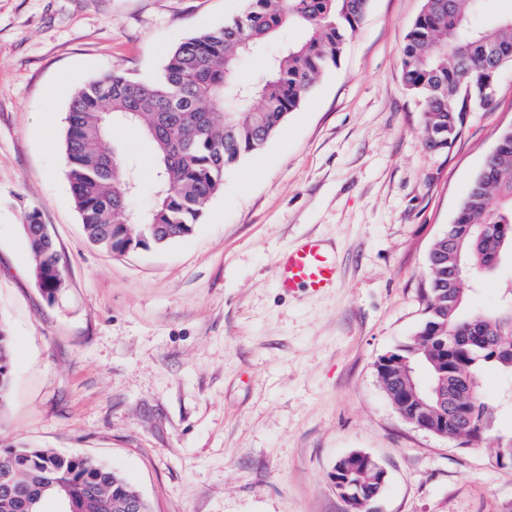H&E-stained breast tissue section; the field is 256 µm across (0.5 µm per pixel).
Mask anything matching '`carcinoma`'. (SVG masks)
I'll use <instances>...</instances> for the list:
<instances>
[{
  "mask_svg": "<svg viewBox=\"0 0 512 512\" xmlns=\"http://www.w3.org/2000/svg\"><path fill=\"white\" fill-rule=\"evenodd\" d=\"M243 9L223 25L200 29L174 47L151 80L121 71L91 80L74 93L68 108L63 149L66 177L88 240L113 253L145 236L143 246L162 245L190 234L210 200L224 185V171L261 150L299 109L318 80L340 59L349 35L362 23L370 0H244ZM492 0H423L410 25L400 67L406 89L419 98L427 145L452 146L467 112L492 101L479 97L490 70L512 66V14L494 17L489 36L476 21ZM278 46L268 54L269 45ZM265 56L257 79L241 76L250 57ZM135 100L138 112L127 113ZM116 124L138 128L155 146L151 182L153 206L134 214L129 193L140 191L139 172L116 159L110 144ZM34 265L48 278L52 300L62 287L64 268L54 244L28 240ZM512 249V128L503 130L495 151L472 179L445 232L427 256L424 318L406 343L393 349L394 365L376 363L383 390L400 415L419 426L431 421L427 408L403 405L400 384L389 380L414 353L428 350L427 382L439 380L448 361L449 439L478 440L493 413L477 392V377L489 366L512 373V289L491 311L467 309L471 280L490 270L496 250ZM12 340L0 324V407L9 393ZM20 483L0 495V512H43V503L71 496L75 512H137L139 495L119 471L87 456L34 446L0 448V481ZM56 479L60 487L45 489ZM350 482L361 495L382 491L374 473L350 467Z\"/></svg>",
  "mask_w": 512,
  "mask_h": 512,
  "instance_id": "carcinoma-1",
  "label": "carcinoma"
}]
</instances>
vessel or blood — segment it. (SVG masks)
Here are the masks:
<instances>
[{"mask_svg":"<svg viewBox=\"0 0 512 512\" xmlns=\"http://www.w3.org/2000/svg\"><path fill=\"white\" fill-rule=\"evenodd\" d=\"M275 279L280 291L288 295L300 290L325 292L336 285V257L322 239L305 237L279 255Z\"/></svg>","mask_w":512,"mask_h":512,"instance_id":"b4317fda","label":"vessel or blood"}]
</instances>
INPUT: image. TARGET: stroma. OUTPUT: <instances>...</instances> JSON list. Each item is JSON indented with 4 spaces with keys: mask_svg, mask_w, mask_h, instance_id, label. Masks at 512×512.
<instances>
[{
    "mask_svg": "<svg viewBox=\"0 0 512 512\" xmlns=\"http://www.w3.org/2000/svg\"><path fill=\"white\" fill-rule=\"evenodd\" d=\"M243 0H0V322L13 379L0 446L112 465L152 512H346L330 474L355 450L388 472L377 512H512V375L487 369L483 444L408 423L376 360L424 317L426 261L512 127V67L444 151L402 81L423 0H371L336 68L258 153L224 173L200 224L111 255L86 239L62 141L74 91L119 70L154 78L169 50ZM38 212L64 265L47 300L22 233ZM336 249L327 292L281 294L279 253L304 235ZM504 257L468 296L490 311Z\"/></svg>",
    "mask_w": 512,
    "mask_h": 512,
    "instance_id": "1",
    "label": "stroma"
}]
</instances>
